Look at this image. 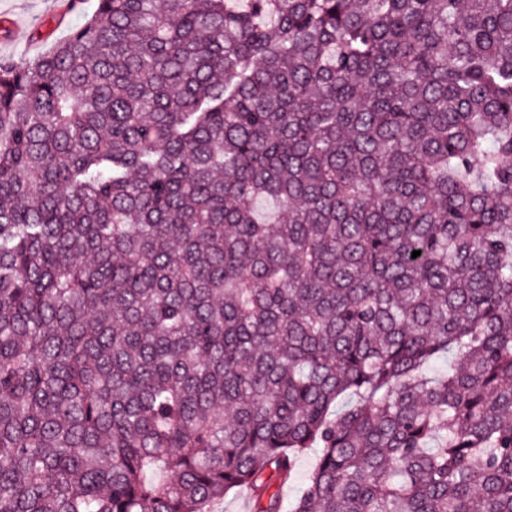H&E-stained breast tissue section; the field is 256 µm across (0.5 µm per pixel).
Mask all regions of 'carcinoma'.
Here are the masks:
<instances>
[{"instance_id": "1", "label": "carcinoma", "mask_w": 512, "mask_h": 512, "mask_svg": "<svg viewBox=\"0 0 512 512\" xmlns=\"http://www.w3.org/2000/svg\"><path fill=\"white\" fill-rule=\"evenodd\" d=\"M242 487L512 512V0H98L0 62V512ZM314 464L315 454L313 452L304 454L298 459L294 479L283 489V496L286 505H288V501H291L297 495L306 475L312 469Z\"/></svg>"}]
</instances>
